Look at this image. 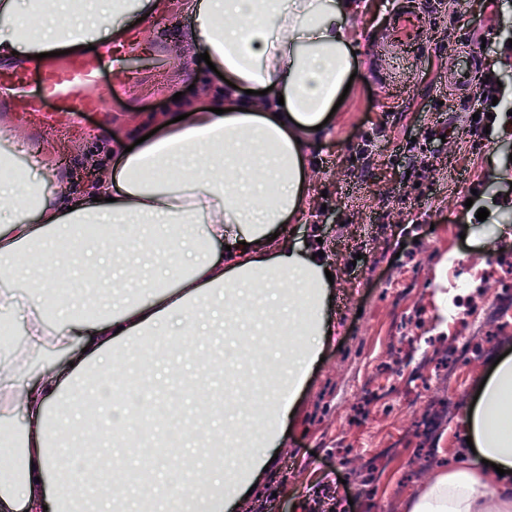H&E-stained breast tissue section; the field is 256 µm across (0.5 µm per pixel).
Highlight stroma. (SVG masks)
I'll list each match as a JSON object with an SVG mask.
<instances>
[{
  "label": "stroma",
  "instance_id": "1",
  "mask_svg": "<svg viewBox=\"0 0 512 512\" xmlns=\"http://www.w3.org/2000/svg\"><path fill=\"white\" fill-rule=\"evenodd\" d=\"M183 0L157 8L127 31L145 59L109 113L91 111L79 127L53 130L19 124L0 110V125L49 146L69 145L70 191L83 193L88 158L104 157L100 136L144 133L153 112L172 97L203 106L206 89L222 79L203 64L183 61L195 24ZM353 21L362 52L357 75L326 129L315 137L311 210L292 224L298 249L320 246L334 284L323 308L329 334L306 374L275 448L263 449L252 494L234 498L229 512H406L409 500L466 448L464 425L493 362L512 353V318L491 321V303L512 290V247L483 250L497 232L512 234V134L488 125L476 95L448 82V67L465 49L500 81L498 116L512 111V0H367ZM487 209L478 220V209ZM457 336L474 350L456 367L435 361L419 388L416 408L447 409L430 440L413 434L407 404L396 397L409 354L447 351ZM234 340L196 338L191 352L155 357V370L180 362L192 383L198 358L230 352ZM386 393L374 403L361 386ZM146 449L174 454L176 463L214 468L200 448H171L158 419Z\"/></svg>",
  "mask_w": 512,
  "mask_h": 512
}]
</instances>
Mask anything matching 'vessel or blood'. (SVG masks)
<instances>
[{"instance_id": "1", "label": "vessel or blood", "mask_w": 512, "mask_h": 512, "mask_svg": "<svg viewBox=\"0 0 512 512\" xmlns=\"http://www.w3.org/2000/svg\"><path fill=\"white\" fill-rule=\"evenodd\" d=\"M128 47L118 50H99L93 54H82L68 59L61 66L47 70L43 85L47 93L61 99L63 106L55 111L45 110L40 99L25 92L26 73L8 71L0 74V90H12L10 108L18 113L37 116L40 123L56 126H72L80 123L84 113L105 110L113 92L123 90L130 82L124 67ZM111 67L112 80L97 97L86 94L88 86L98 84L104 67Z\"/></svg>"}]
</instances>
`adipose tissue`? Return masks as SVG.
Returning a JSON list of instances; mask_svg holds the SVG:
<instances>
[{"mask_svg":"<svg viewBox=\"0 0 512 512\" xmlns=\"http://www.w3.org/2000/svg\"><path fill=\"white\" fill-rule=\"evenodd\" d=\"M196 25L191 43L227 84L207 107L177 102L181 121L161 112L155 133L135 149L107 135L111 167L90 159L82 195L65 182L48 192L26 177L0 179V276L12 278L53 250L54 263L23 294L0 292V323H13L20 299L33 304L22 335L0 348V423L23 406L26 427L13 480L0 484V512H89L83 473L73 482L58 452L73 434L101 431L133 447L135 420L86 400L77 383L104 366L120 373L153 339L243 336L251 324L285 337L272 386L235 358L222 368L237 385L233 402L214 401L189 425L178 401L162 407L173 435L199 448H268L288 423L283 394L296 392L324 335L329 281L323 256L299 252L289 224L306 211L309 151L357 62L351 22L361 0H184ZM151 0H0V59L21 66L40 53L78 52L117 41L148 15ZM247 89L261 90L256 99ZM81 253L107 284L147 289L134 304L100 315L71 304L66 256ZM474 459L438 473L409 512H512V355L492 369L467 420ZM173 468L158 489L171 512H224L251 472L221 475Z\"/></svg>","mask_w":512,"mask_h":512,"instance_id":"ef3b65f1","label":"adipose tissue"}]
</instances>
